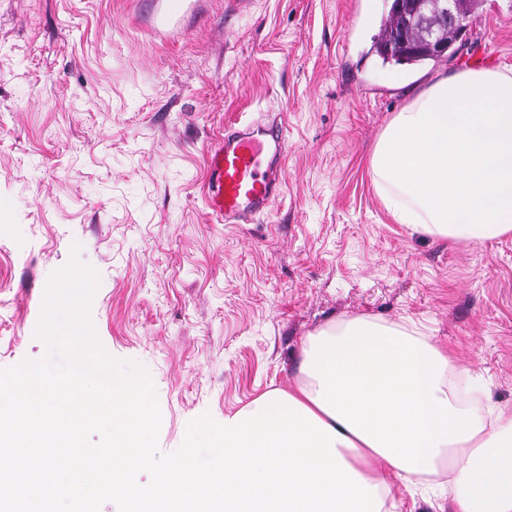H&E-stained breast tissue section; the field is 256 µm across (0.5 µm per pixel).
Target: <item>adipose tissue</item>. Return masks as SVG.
<instances>
[{
    "label": "adipose tissue",
    "mask_w": 512,
    "mask_h": 512,
    "mask_svg": "<svg viewBox=\"0 0 512 512\" xmlns=\"http://www.w3.org/2000/svg\"><path fill=\"white\" fill-rule=\"evenodd\" d=\"M397 223L455 240L512 233V75L437 76L396 112L372 161ZM290 396L345 436L336 450L380 499L447 468L452 512H512V410L419 330L356 318L301 344Z\"/></svg>",
    "instance_id": "ef3b65f1"
}]
</instances>
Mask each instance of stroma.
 Segmentation results:
<instances>
[{"mask_svg": "<svg viewBox=\"0 0 512 512\" xmlns=\"http://www.w3.org/2000/svg\"><path fill=\"white\" fill-rule=\"evenodd\" d=\"M392 0H196L175 42L156 0H0V368L37 360L53 271L79 247L112 357L145 367L159 447L295 382L332 323L416 326L512 409V235L452 241L396 223L371 167L430 76L512 73V0L418 65L374 52ZM281 119V196L252 224L212 223L205 153L226 124ZM389 512H451L392 479Z\"/></svg>", "mask_w": 512, "mask_h": 512, "instance_id": "stroma-1", "label": "stroma"}]
</instances>
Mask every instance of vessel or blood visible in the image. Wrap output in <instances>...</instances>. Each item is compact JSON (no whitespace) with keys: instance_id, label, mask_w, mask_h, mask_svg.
Here are the masks:
<instances>
[{"instance_id":"1","label":"vessel or blood","mask_w":512,"mask_h":512,"mask_svg":"<svg viewBox=\"0 0 512 512\" xmlns=\"http://www.w3.org/2000/svg\"><path fill=\"white\" fill-rule=\"evenodd\" d=\"M188 0H166L152 20V31L171 37L180 31ZM285 129L282 123L237 121L225 126L205 155L202 198L220 224H251L266 214L281 194Z\"/></svg>"}]
</instances>
